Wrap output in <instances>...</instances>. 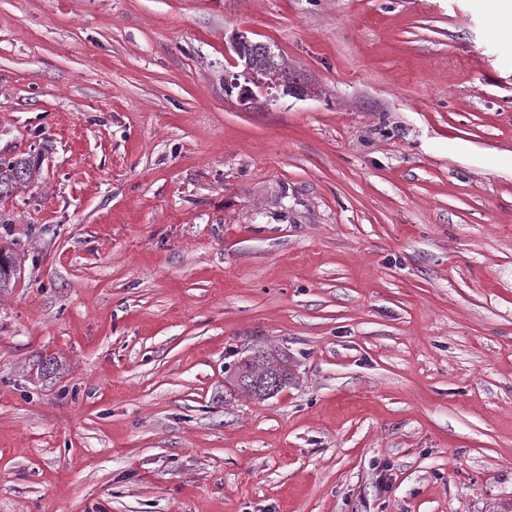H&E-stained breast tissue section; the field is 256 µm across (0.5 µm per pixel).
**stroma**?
<instances>
[{
	"mask_svg": "<svg viewBox=\"0 0 512 512\" xmlns=\"http://www.w3.org/2000/svg\"><path fill=\"white\" fill-rule=\"evenodd\" d=\"M476 0H0V512H512V49ZM310 91L224 93L232 38ZM258 350L293 381L256 401ZM59 367L35 369L45 358ZM39 171L30 156H15L0 162V198L13 195L18 186L30 183Z\"/></svg>",
	"mask_w": 512,
	"mask_h": 512,
	"instance_id": "1",
	"label": "stroma"
}]
</instances>
